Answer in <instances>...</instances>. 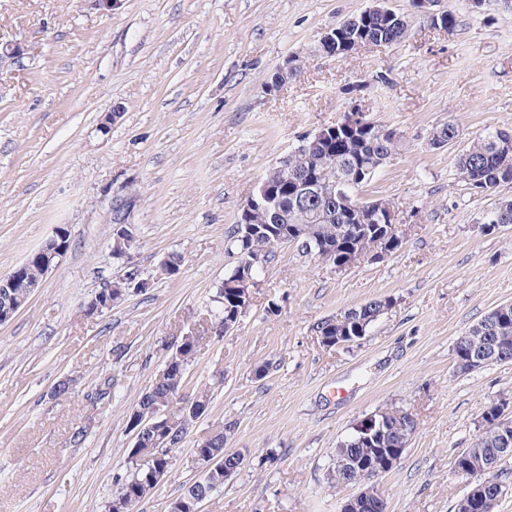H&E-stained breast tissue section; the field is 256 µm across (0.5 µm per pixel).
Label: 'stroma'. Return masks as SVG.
I'll use <instances>...</instances> for the list:
<instances>
[{
	"instance_id": "1",
	"label": "stroma",
	"mask_w": 512,
	"mask_h": 512,
	"mask_svg": "<svg viewBox=\"0 0 512 512\" xmlns=\"http://www.w3.org/2000/svg\"><path fill=\"white\" fill-rule=\"evenodd\" d=\"M369 4L0 0V47L24 50L0 65V275L57 226L69 234L58 266L0 325V512H106L129 475L126 416L236 265L228 239L241 205L279 158L357 101L402 136L357 193L402 208V246L343 269L277 248L237 329L189 365L187 392L218 372L224 384L137 512H169L202 475L198 440L222 425L226 449L246 460L201 512H340L358 488L332 485L336 448L381 411L418 421L374 482L387 512H451L476 484L454 458L491 404L512 401V362L462 375L453 347L512 302V224L479 228L512 184L471 193L457 175L462 144L434 149L428 136L449 121L468 136L512 130V11L437 0L457 19L448 34L409 0H389L410 15L405 39L321 56L322 32ZM293 54L306 59L302 73L268 94ZM120 204L150 286L89 316L87 303L124 272L110 251ZM174 251L184 261L170 277L160 264ZM375 299L391 305L361 339L320 344L318 322ZM67 377L70 395L52 398ZM107 377L109 401L89 406Z\"/></svg>"
}]
</instances>
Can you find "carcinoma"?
I'll use <instances>...</instances> for the list:
<instances>
[{"mask_svg":"<svg viewBox=\"0 0 512 512\" xmlns=\"http://www.w3.org/2000/svg\"><path fill=\"white\" fill-rule=\"evenodd\" d=\"M342 34L348 46L340 52L345 56L364 47L370 40L378 45H389L403 39L409 32L408 15L401 11L378 13L369 23H363L361 16L355 21L341 23ZM441 139L430 142L434 148L440 147V141L453 144L462 138L463 131L452 122L440 126ZM499 130L484 131L472 136L457 160L458 175L468 189L476 194H491L503 184H512V166L503 164L502 155L497 146ZM402 136L395 129L377 120H371L362 133L361 142L355 143L344 130H339L336 141L325 143L317 141L306 148L295 147L288 153L289 177L286 180L274 181V192L280 200L279 215L261 209L255 210L250 216L249 228L236 222L231 245L238 256L244 251L251 253L262 251L266 258H271L278 242L274 230L294 227L305 229L316 238L329 241L336 246L347 243V235L342 226L350 223L347 216L336 207L337 194L343 190L354 194L369 183L384 165L389 155L399 148ZM314 170L321 174L325 185L320 194L312 198H302L294 193L293 180L302 178ZM248 236H243V232ZM45 255L33 254L22 268V276L18 278L21 288L7 289L9 303L15 308L23 307L29 300L30 289L24 284L41 278ZM253 280L250 287H257L259 272L235 265L224 277L212 297L206 310V317L196 329V334L186 340H179L176 348L169 354L162 376L155 379L151 387L143 394L138 404L128 413L127 423L137 425L150 424L165 411L171 412L173 421L167 427L165 441H160L154 432L146 430L141 433L138 447L151 448L152 462L162 466L169 459V453L180 446L186 436L181 415L174 411V392L184 384L188 366L201 352L204 342L211 337L213 327L224 322L230 314L225 304L227 292L234 284L242 281L244 276ZM135 290L130 283H112L110 296L101 291L85 306V313L93 315L112 307V303L120 301L128 293ZM383 303L371 300L363 305L351 307L338 313L344 323L336 325L330 318L317 325V332L322 337L334 336L339 329H351L358 326L365 317L380 311ZM470 350L492 359V363L512 362V303L501 304L489 311L477 324L473 325L466 335L458 337L454 344V358L462 357V353ZM410 426L406 430L394 427L386 428L366 441L362 434L355 431L336 448V454L363 456L365 448H405L409 437L415 430L416 420L404 414ZM497 414L490 409L482 416V432L478 442L472 448H464L454 459V469L465 468L467 458L482 455L488 460L498 463L505 454L500 451V427L493 425ZM229 429L220 428L206 438L198 441L194 448L195 457L212 459L216 465L208 470L205 477L193 483L180 497L186 506L194 502H203L224 486V480L234 474L244 464L245 456L241 452H230L224 448ZM130 465L129 476L120 484V492L108 505V512H133L136 506L157 486L149 470V463H143L128 453ZM484 494L494 499H502L506 493L504 474L493 470L484 479Z\"/></svg>","mask_w":512,"mask_h":512,"instance_id":"cac0c4a2","label":"carcinoma"}]
</instances>
